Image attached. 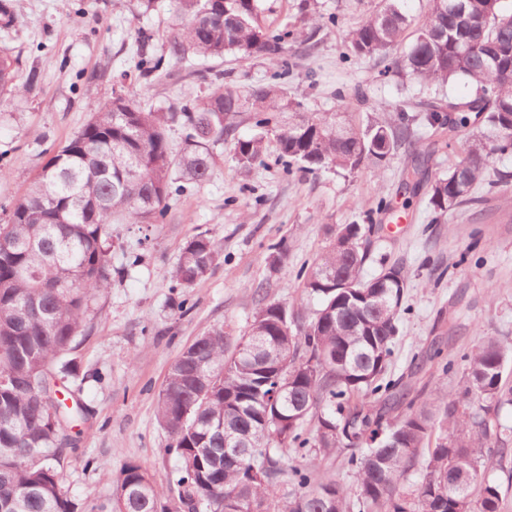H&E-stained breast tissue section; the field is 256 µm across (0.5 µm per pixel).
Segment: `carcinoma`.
<instances>
[{
  "label": "carcinoma",
  "mask_w": 512,
  "mask_h": 512,
  "mask_svg": "<svg viewBox=\"0 0 512 512\" xmlns=\"http://www.w3.org/2000/svg\"><path fill=\"white\" fill-rule=\"evenodd\" d=\"M298 8L308 28L262 18L259 0H178L182 22L169 56L192 53L279 66L272 82L246 92L217 85L193 103L146 110L118 95L96 108L60 146L37 178L15 199L0 224V504L5 512H76L58 465L67 424L82 418L80 401L53 398L71 374L72 355L91 332L92 304L110 288L112 225L160 224L169 201L207 180L212 147L232 145L245 168L266 165L267 138L278 145L275 162L290 175L325 167L352 172L389 161L414 130L407 107L359 125L350 112L293 111L282 80L292 64L282 59L295 36L315 47L321 26ZM405 0L362 19L344 56L382 64V77L407 76L445 85L465 79L463 98L441 97L427 115L453 136L474 129L462 157L429 187V205L444 216L474 203L496 155L512 153V0H429L409 51L392 57L412 20ZM13 62L0 50V100L17 93ZM253 120L248 138L236 137L239 117ZM184 132L173 151L168 130ZM372 227L346 224L334 232L303 287L319 300L305 315L282 302H260L244 335L251 348L234 354L238 336L215 329L182 349L157 400L156 414L181 461L175 488H158L142 467L125 462L110 500L93 512H223L230 498L256 512H502L501 485L488 474L483 449H505L512 426L491 415L512 406V348L493 336L464 356L463 388L448 397H409L402 383L385 379L405 313L407 277L396 266L371 280L361 269ZM222 253L206 235L182 248L174 279L184 288L218 265ZM320 362L309 369V358ZM288 359V395L271 401L276 367ZM288 442L272 433L284 428ZM248 433V449L225 446V435ZM294 451L315 461L340 451L355 488L318 477L308 466H286ZM263 470L248 475L251 463ZM417 469L418 480L405 485ZM462 477L448 484V473ZM290 490L278 491L283 477Z\"/></svg>",
  "instance_id": "obj_1"
}]
</instances>
